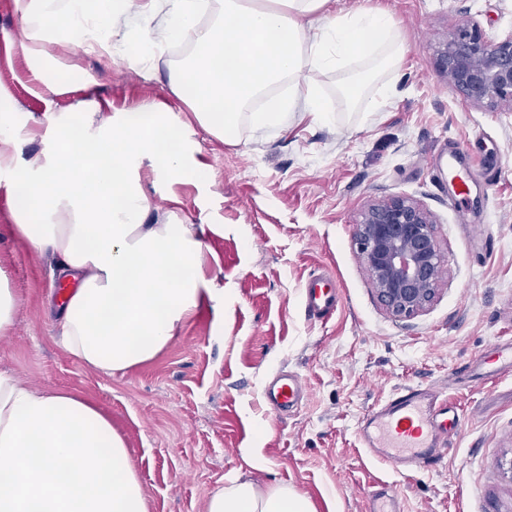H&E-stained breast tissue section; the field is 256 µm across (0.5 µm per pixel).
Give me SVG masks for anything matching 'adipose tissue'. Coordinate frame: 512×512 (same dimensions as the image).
I'll return each instance as SVG.
<instances>
[{
  "label": "adipose tissue",
  "instance_id": "1",
  "mask_svg": "<svg viewBox=\"0 0 512 512\" xmlns=\"http://www.w3.org/2000/svg\"><path fill=\"white\" fill-rule=\"evenodd\" d=\"M329 0H13L24 22L21 47L39 86L77 67L47 44L100 41L139 51L189 40L190 60L170 78L189 91L200 123L218 137L242 115L276 127L296 111L329 121L311 72L332 73L348 101L368 76L399 69L401 34L389 14L362 7L339 15ZM164 24H155L159 6ZM216 14L209 25L205 13ZM138 30H130V20ZM13 98L0 86V175L18 240L58 257L60 275L76 282L57 325L66 353L113 374L154 359L204 299L199 272L204 225L151 224L136 168L150 161L176 177L183 152L161 139L175 129L161 106L104 112L82 100L28 133L39 152L24 155L10 120ZM0 512H147L123 436L80 394L40 391L0 373ZM207 512H314L308 499L281 486L233 480L214 493Z\"/></svg>",
  "mask_w": 512,
  "mask_h": 512
}]
</instances>
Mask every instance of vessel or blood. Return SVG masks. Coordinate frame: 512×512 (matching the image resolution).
Wrapping results in <instances>:
<instances>
[{
  "instance_id": "obj_1",
  "label": "vessel or blood",
  "mask_w": 512,
  "mask_h": 512,
  "mask_svg": "<svg viewBox=\"0 0 512 512\" xmlns=\"http://www.w3.org/2000/svg\"><path fill=\"white\" fill-rule=\"evenodd\" d=\"M449 167L455 168L459 191L454 207H464L471 193L474 176H481L483 190H490L492 178L482 168L466 162L464 154L450 152ZM302 300L308 316L317 320L330 318L340 301L335 282L321 274L311 275L302 288ZM512 375V344L501 346L489 360L483 376L488 382ZM303 385L298 376L282 375L265 389L271 407L289 409L302 399ZM459 424L448 415V404L439 389L407 387L367 414L361 424L363 447L373 460L387 464L394 471H414L436 464L445 447L450 429Z\"/></svg>"
}]
</instances>
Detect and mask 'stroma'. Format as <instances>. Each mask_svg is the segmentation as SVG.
Wrapping results in <instances>:
<instances>
[{
  "label": "stroma",
  "mask_w": 512,
  "mask_h": 512,
  "mask_svg": "<svg viewBox=\"0 0 512 512\" xmlns=\"http://www.w3.org/2000/svg\"><path fill=\"white\" fill-rule=\"evenodd\" d=\"M399 29L405 58L381 81L395 88L379 111L375 85L350 103L336 78H318L330 121L295 116L258 129L241 119L222 140L173 94L168 52L155 67L129 54L111 67L67 52L97 79L94 96L112 111L148 102L171 112L185 148V172L171 178L142 163L148 223L206 224L200 263L218 301L204 302L153 360L106 375L73 360L53 339L54 261L12 235L0 191V269L21 296L10 337L0 340V372L34 388L78 392L123 435L148 512H206L209 497L235 478L286 486L316 512H368L369 494L392 488L401 512H512V377L484 383L478 360L512 342V112L466 101L439 74L436 47L446 31L478 23L488 41L512 34V0H370ZM23 23L0 0V86L27 129L86 95L76 76L34 94L20 47ZM478 146L493 169L488 197L474 196L475 223L462 224L430 166L448 148ZM394 194L433 215L445 269L434 303L410 319L379 303L354 245L355 220L370 201ZM331 272L342 304L326 322L310 319L301 287ZM298 375L306 396L277 414L262 400L272 378ZM433 385L462 417L443 458L398 474L368 459L359 422L405 386Z\"/></svg>",
  "instance_id": "stroma-1"
}]
</instances>
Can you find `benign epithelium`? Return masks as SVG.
Listing matches in <instances>:
<instances>
[{"label":"benign epithelium","instance_id":"7a95c632","mask_svg":"<svg viewBox=\"0 0 512 512\" xmlns=\"http://www.w3.org/2000/svg\"><path fill=\"white\" fill-rule=\"evenodd\" d=\"M438 66L474 105L512 112V35L491 43L476 23L455 27L440 42ZM355 244L389 314L407 319L432 305L444 259L433 217L421 202L398 194L367 204L358 215Z\"/></svg>","mask_w":512,"mask_h":512}]
</instances>
